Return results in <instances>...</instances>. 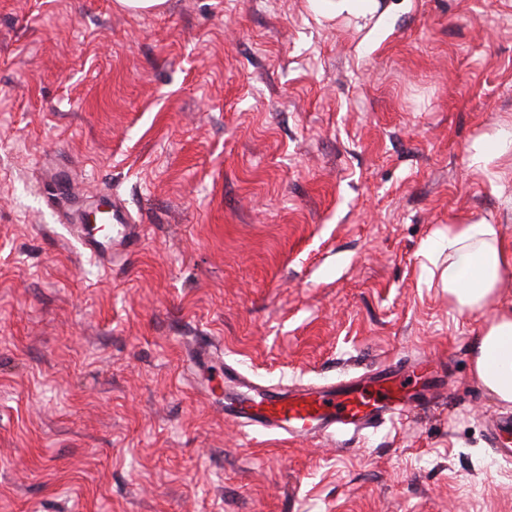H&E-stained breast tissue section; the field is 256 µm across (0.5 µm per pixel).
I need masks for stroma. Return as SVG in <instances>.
<instances>
[{"label": "stroma", "mask_w": 512, "mask_h": 512, "mask_svg": "<svg viewBox=\"0 0 512 512\" xmlns=\"http://www.w3.org/2000/svg\"><path fill=\"white\" fill-rule=\"evenodd\" d=\"M0 0V512H512V414L474 376L449 225L512 245V0ZM123 198L141 242L86 256L50 197ZM217 360L188 375L187 350ZM423 355L445 402L284 441L224 417L225 365L300 385ZM317 18L334 19L338 16L367 18L379 8V0H310ZM512 151V133L502 128L484 133L470 146L471 164L477 169L489 172L497 180H504L507 173L499 169L500 159ZM491 429V440L496 446L495 452L503 459L511 460L512 442L509 445L508 436L512 433V419L500 417L493 422Z\"/></svg>", "instance_id": "obj_1"}]
</instances>
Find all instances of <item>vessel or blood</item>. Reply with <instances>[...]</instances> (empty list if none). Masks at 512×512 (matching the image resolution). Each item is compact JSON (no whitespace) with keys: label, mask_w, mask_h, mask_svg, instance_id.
<instances>
[{"label":"vessel or blood","mask_w":512,"mask_h":512,"mask_svg":"<svg viewBox=\"0 0 512 512\" xmlns=\"http://www.w3.org/2000/svg\"><path fill=\"white\" fill-rule=\"evenodd\" d=\"M81 216V211H73V232L83 249L100 261H109L113 253L132 249L141 240V227L133 223L121 197H109L103 214L105 221L116 226L111 237L98 239L86 234ZM426 364L423 357L388 362L364 375L290 389L252 383L228 365L224 368V386L236 390L237 396L225 404L224 413L238 424L290 439L358 433L406 415L402 391ZM491 440L498 456L511 459L512 419H496Z\"/></svg>","instance_id":"1"}]
</instances>
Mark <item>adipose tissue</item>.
<instances>
[{
	"mask_svg": "<svg viewBox=\"0 0 512 512\" xmlns=\"http://www.w3.org/2000/svg\"><path fill=\"white\" fill-rule=\"evenodd\" d=\"M511 150L512 133L499 128L472 143L471 163L501 181L506 173L499 161ZM438 246L446 255L441 283L459 313L481 311L496 300L503 276L512 272V248L504 244L497 225H449ZM471 354L480 383L501 403L512 404V306L502 308L475 336Z\"/></svg>",
	"mask_w": 512,
	"mask_h": 512,
	"instance_id": "adipose-tissue-1",
	"label": "adipose tissue"
}]
</instances>
